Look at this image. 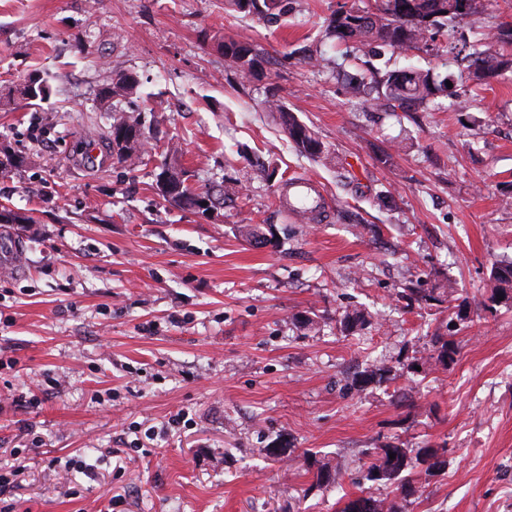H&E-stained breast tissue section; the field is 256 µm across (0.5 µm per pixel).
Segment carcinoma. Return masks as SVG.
<instances>
[{"label": "carcinoma", "mask_w": 512, "mask_h": 512, "mask_svg": "<svg viewBox=\"0 0 512 512\" xmlns=\"http://www.w3.org/2000/svg\"><path fill=\"white\" fill-rule=\"evenodd\" d=\"M475 3L476 0H378L373 9L342 6L328 19L327 31L337 41L356 51L368 48L379 55L385 50H420L428 47V41L440 29L446 27L451 32L455 31V27L474 12ZM224 8L276 20L289 13L288 0H225ZM220 47L224 51V59L242 75L255 76L262 70V58L251 45L225 38ZM466 49L469 74L475 83L486 84L507 72L512 73V24L497 26L466 45ZM448 79V75L435 77L428 70H387L376 80L378 97L375 102L390 112H406L414 105H427L439 97L452 98L455 93L449 91L446 84ZM137 87L138 82L133 76L120 74L110 86L101 91V97L107 101L126 98L136 93ZM50 95L49 79L34 73L9 90L6 103L21 100L35 105L45 102ZM265 107L277 114L280 126L296 151L313 159L327 153L326 146L315 132L280 101L268 99ZM118 128L132 131L134 139L126 152H112V159L134 169L141 162V153L148 142L143 132V123L138 117L113 115L107 131L109 143H114L113 132ZM162 172L172 185V191L162 195L165 201L187 209L202 204L208 209L215 206L216 198L209 192H197L187 184L188 175L185 170L165 162ZM0 223L33 224L35 219L3 207L0 209ZM500 306L512 308V262H496L491 267L487 298L482 303V310L494 314ZM374 319L375 316L369 312L352 309L344 312L340 324L343 329L350 331L364 327ZM432 348L433 354L414 360L410 366L411 373H417L418 366L423 370L431 367L447 370L456 362L458 348L454 340L435 336ZM389 374L388 368L368 366L353 378L350 389L362 392L371 383L381 381ZM447 465L448 460L442 448H410L404 442H397L373 451L364 479L395 485L401 495L407 498L416 492V469L422 468L426 474L433 476L442 472ZM342 477L340 466L323 463L314 472L313 486L336 484ZM340 512H401V507L395 501L365 494L348 500Z\"/></svg>", "instance_id": "carcinoma-1"}]
</instances>
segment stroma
Segmentation results:
<instances>
[{
    "mask_svg": "<svg viewBox=\"0 0 512 512\" xmlns=\"http://www.w3.org/2000/svg\"><path fill=\"white\" fill-rule=\"evenodd\" d=\"M373 2L290 0L283 24L224 0H0V94L34 72L52 85L46 103L0 106V147L24 159L0 173V207L35 218L0 224L21 255L0 269V469L18 472L0 512H338L362 491L402 512H512V309L460 329L401 297L451 281L476 309L492 262L512 259V73L474 86L443 29L430 52L370 63L450 74L459 106L377 109L325 31ZM503 22L512 0H477L458 31ZM224 34L258 49L260 76L225 60ZM120 72L137 94L101 101ZM269 98L329 158L296 153ZM114 107L149 138L132 170L101 143ZM171 143L194 188L233 200L159 198ZM298 175L327 217L278 204ZM352 308L374 323L342 332ZM438 334L456 363L402 376ZM365 362L393 379L350 391ZM395 442L448 465L405 499L356 487L369 450ZM336 461L341 485L313 487Z\"/></svg>",
    "mask_w": 512,
    "mask_h": 512,
    "instance_id": "obj_1",
    "label": "stroma"
}]
</instances>
